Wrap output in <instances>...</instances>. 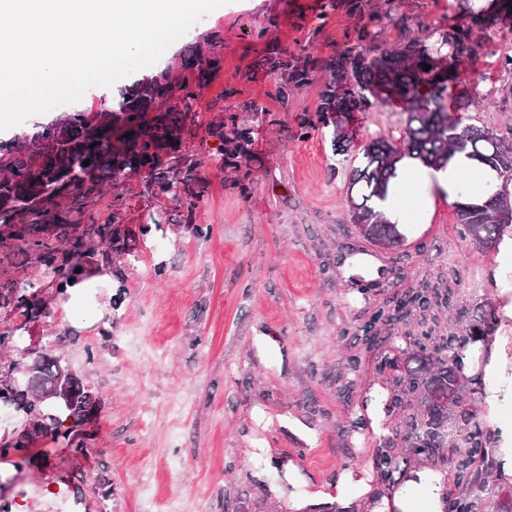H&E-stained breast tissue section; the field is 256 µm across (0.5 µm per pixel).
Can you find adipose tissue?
I'll use <instances>...</instances> for the list:
<instances>
[{"instance_id": "ef3b65f1", "label": "adipose tissue", "mask_w": 512, "mask_h": 512, "mask_svg": "<svg viewBox=\"0 0 512 512\" xmlns=\"http://www.w3.org/2000/svg\"><path fill=\"white\" fill-rule=\"evenodd\" d=\"M396 176L391 182L387 198L380 208L390 221L400 220L406 212L404 200L408 186L420 190L423 210H431L436 196L448 203L458 202V186L462 179H470L473 190H480L485 182L495 180L496 174L474 161L456 156L442 170L424 167L418 160L402 158L396 164ZM112 281L104 270L79 273L67 284L63 293L62 309L65 317H72L86 305L96 304L99 289L111 287ZM287 486L271 485V497L284 502L288 512H445V475L422 466L410 470L397 489L379 494L376 478L370 467H349L341 470L335 481L312 485L304 484L294 464H287ZM304 485L303 493H295L297 485Z\"/></svg>"}]
</instances>
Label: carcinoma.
<instances>
[{
	"mask_svg": "<svg viewBox=\"0 0 512 512\" xmlns=\"http://www.w3.org/2000/svg\"><path fill=\"white\" fill-rule=\"evenodd\" d=\"M470 23L448 28L426 27L421 35L393 49L365 53L358 43L373 36L368 24L354 28L355 38L335 57L321 64L328 71L316 106L319 123L331 129L333 146L345 147L335 116L362 111L375 102L395 97L406 114L399 139L380 136L362 151L352 168L347 201L352 223L372 242L391 247L405 240L399 225L386 219L377 201L385 199L395 163L404 156L439 169L456 153H464L504 176L512 171V140L488 128L461 125L448 114V89L459 80V61L482 47L488 29L512 18V0H489L474 7L464 0ZM224 58L212 44L207 53H189L181 68L191 78H178L163 69L121 91L102 112H72L54 127L42 126L30 137L7 147L0 145V227L10 230L18 251L58 277L57 287L68 282L76 269L95 257L100 246L126 260H138L132 247L135 236L120 225L91 224L80 235L63 229L72 214L83 210L110 186L127 176L141 175L157 197H179L187 213L204 196L198 163L183 149L185 136L198 125L195 101L223 69ZM430 69H425V66ZM260 66L279 80L283 96L309 82L316 65L307 56L291 60L274 52ZM208 137L220 142L210 155L220 170L238 172L233 185L243 194L250 184L241 172L252 150V131L238 111L222 109L221 117L206 127ZM90 161L85 166L83 162ZM512 206L509 185L495 186L480 205L458 204V223L465 236L498 246L508 225L497 215ZM61 238L50 243L49 236ZM7 303L26 315L40 312L39 302L27 289L13 283L5 289ZM410 303L428 311L451 304L438 291L418 292ZM466 325L446 336L413 341L402 362L394 402L407 410L401 446L382 456L386 467L415 458L438 460L450 466L456 494L448 512H488L499 505L495 448L473 409V380L464 373L463 352L484 340L497 317L492 304L474 305L464 315ZM0 404L26 415L24 429L0 448L25 460L30 454L28 430L35 421L56 442L73 454L87 453L81 427L102 410L98 392L50 351L33 353L28 361L0 365Z\"/></svg>",
	"mask_w": 512,
	"mask_h": 512,
	"instance_id": "cac0c4a2",
	"label": "carcinoma"
}]
</instances>
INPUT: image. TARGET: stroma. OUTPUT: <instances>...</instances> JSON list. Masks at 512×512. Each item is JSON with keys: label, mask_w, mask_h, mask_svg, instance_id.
I'll return each instance as SVG.
<instances>
[{"label": "stroma", "mask_w": 512, "mask_h": 512, "mask_svg": "<svg viewBox=\"0 0 512 512\" xmlns=\"http://www.w3.org/2000/svg\"><path fill=\"white\" fill-rule=\"evenodd\" d=\"M322 0H230L195 24L156 63L179 68L191 47L208 50L221 40L224 68L196 100L201 124L186 136L200 164L206 194L194 213L152 194L142 176L93 202L98 223L119 219L129 229L160 223L131 263L98 255L99 268L121 272L126 290L109 317V331L92 311L65 319L52 275L18 253L0 234V284L19 281L46 307L24 319L0 301V329H20L52 345L104 406L94 422L88 455L70 454L43 437L27 462L0 456V501L28 512H155L177 499L182 512H287L268 497L282 469L259 470L256 448L293 461L311 483L344 468L378 466L395 447L405 411L393 404L375 435L357 409L372 389L391 392L400 373L389 350L399 336L448 333V314L488 300L497 309L492 335L496 356L512 376V258L472 247L456 209L439 199L427 215L415 214L403 246L372 245L351 221L346 190L363 146L382 135H400V104H377L342 119L351 145L334 151L320 129L301 134L313 118L325 73L282 96L273 75L258 63L270 46L290 55L309 52L315 62L336 55L352 32L345 7L321 13ZM381 13L365 51L396 46L424 26L463 24L460 0H367ZM453 95L472 100L463 124L499 132L512 129V73L488 66L477 52L461 68ZM90 88L81 100L0 132V144L32 134L69 113L98 112L119 89ZM237 94L225 98L224 91ZM257 103L266 121L253 129L249 194L233 188V173L211 165L217 145L205 126L221 106ZM208 224L196 238L190 224ZM164 274H156L157 265ZM450 293L452 303L423 313L408 307L402 319L368 324L379 311H395L417 288ZM108 343L109 354L87 351ZM296 421L314 434L306 442L287 428ZM112 495L102 498L104 486ZM51 497H44V489Z\"/></svg>", "instance_id": "obj_1"}]
</instances>
